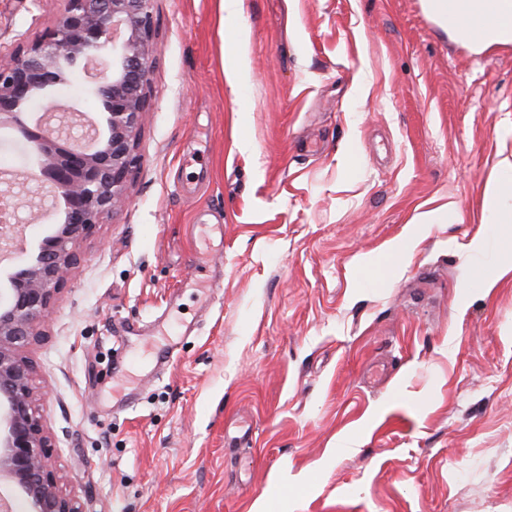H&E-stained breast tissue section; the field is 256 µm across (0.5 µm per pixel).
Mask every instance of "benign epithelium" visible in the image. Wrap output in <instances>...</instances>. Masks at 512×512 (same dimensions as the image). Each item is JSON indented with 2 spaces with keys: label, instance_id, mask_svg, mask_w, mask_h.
I'll use <instances>...</instances> for the list:
<instances>
[{
  "label": "benign epithelium",
  "instance_id": "7a95c632",
  "mask_svg": "<svg viewBox=\"0 0 512 512\" xmlns=\"http://www.w3.org/2000/svg\"><path fill=\"white\" fill-rule=\"evenodd\" d=\"M109 50L112 74L95 88L108 106L103 136L91 145L73 136L74 114L59 112L53 102L45 109L53 126L22 125L36 87H53L66 65ZM155 56L153 0H64L51 26L20 43L10 63H0V128L22 127L40 170L38 182L65 204L63 223L41 239L32 262L15 268L9 287H0V486L20 496L26 512H82L49 464L54 443L37 404L27 351L80 262V244L128 200L142 164L139 131L151 103Z\"/></svg>",
  "mask_w": 512,
  "mask_h": 512
}]
</instances>
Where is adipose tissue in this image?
I'll return each mask as SVG.
<instances>
[{
  "label": "adipose tissue",
  "mask_w": 512,
  "mask_h": 512,
  "mask_svg": "<svg viewBox=\"0 0 512 512\" xmlns=\"http://www.w3.org/2000/svg\"><path fill=\"white\" fill-rule=\"evenodd\" d=\"M446 17L454 33L484 44L512 36V17L505 14L503 0H432ZM485 203L502 224L505 236H512V163H506L485 190Z\"/></svg>",
  "instance_id": "ef3b65f1"
}]
</instances>
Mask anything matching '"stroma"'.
<instances>
[{
    "instance_id": "stroma-1",
    "label": "stroma",
    "mask_w": 512,
    "mask_h": 512,
    "mask_svg": "<svg viewBox=\"0 0 512 512\" xmlns=\"http://www.w3.org/2000/svg\"><path fill=\"white\" fill-rule=\"evenodd\" d=\"M62 8L0 0V61ZM154 15L130 201L28 351L64 489L83 512H512V247L484 206L512 159V42L477 48L417 0ZM62 78L54 102L100 123L92 73ZM18 213L0 283L60 217ZM196 224L224 227L213 284ZM147 340L174 350L162 375ZM241 415L255 437L227 447Z\"/></svg>"
}]
</instances>
